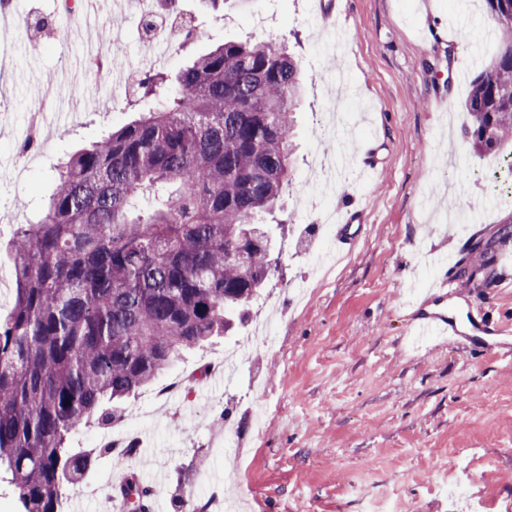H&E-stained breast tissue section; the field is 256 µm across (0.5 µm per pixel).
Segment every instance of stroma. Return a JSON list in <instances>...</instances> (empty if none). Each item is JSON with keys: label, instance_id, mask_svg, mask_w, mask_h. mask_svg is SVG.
Segmentation results:
<instances>
[{"label": "stroma", "instance_id": "1", "mask_svg": "<svg viewBox=\"0 0 512 512\" xmlns=\"http://www.w3.org/2000/svg\"><path fill=\"white\" fill-rule=\"evenodd\" d=\"M204 49L226 40H267L293 49L302 66L303 99L295 116L292 181L280 210L268 216L277 260L262 299L236 335L180 354L163 378L184 374L188 393L168 402L144 388L121 408L122 423L142 446L125 468L138 480L160 470V512H181L192 491L196 505L218 496L239 512H361L345 494L361 484L373 507L390 512H448V455L480 512H512V357L479 353L473 336L453 344L410 332L414 309L440 264L473 257L512 220V180L501 178L503 156L473 170L463 129L470 81L497 55L501 34L482 0H184ZM26 12L52 19L63 34L55 46L33 50L21 36L0 32V168H12L26 142L30 89L84 71L75 22L56 0H26ZM137 5L116 4L110 17L122 37L111 46L112 65H141L144 74L175 72L177 45L162 41V63L145 61ZM451 23L438 47L425 38L430 24ZM130 95L102 91L96 106L72 100L44 107L49 140H36L35 164L21 181L0 180V316L15 299L8 248L17 225L54 188L67 150L97 140L133 119ZM380 146L375 171L362 168L363 148ZM353 161L343 172L334 208L351 198L366 204L362 236L344 263L325 279L307 280L301 306L287 305L293 283L306 280L324 249L320 224L304 190L336 169L337 148ZM465 211L473 198L480 221L456 229L441 224L438 196ZM489 283L449 295L448 312L466 318L475 307L512 319V240L494 252ZM282 303V320L269 340L254 334L265 299ZM243 347L249 358L225 379L204 366L224 350ZM267 390L257 399L256 388ZM236 427L253 447L224 449L225 427ZM112 426L95 422L74 430L69 445L97 449L80 492L67 512H109L116 496V459L104 445Z\"/></svg>", "mask_w": 512, "mask_h": 512}]
</instances>
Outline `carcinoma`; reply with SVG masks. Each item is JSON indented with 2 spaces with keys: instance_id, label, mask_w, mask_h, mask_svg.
<instances>
[{
  "instance_id": "carcinoma-1",
  "label": "carcinoma",
  "mask_w": 512,
  "mask_h": 512,
  "mask_svg": "<svg viewBox=\"0 0 512 512\" xmlns=\"http://www.w3.org/2000/svg\"><path fill=\"white\" fill-rule=\"evenodd\" d=\"M502 31L470 83L464 136L477 156L512 141V0H484ZM150 105L73 151L11 256L12 312L0 321V471L24 512H59L93 462L68 437L111 419L181 352L224 336L272 273L264 218L291 180L300 67L284 47L227 41L170 79L142 77ZM480 261L458 277L487 274ZM119 494L147 512L134 479Z\"/></svg>"
}]
</instances>
